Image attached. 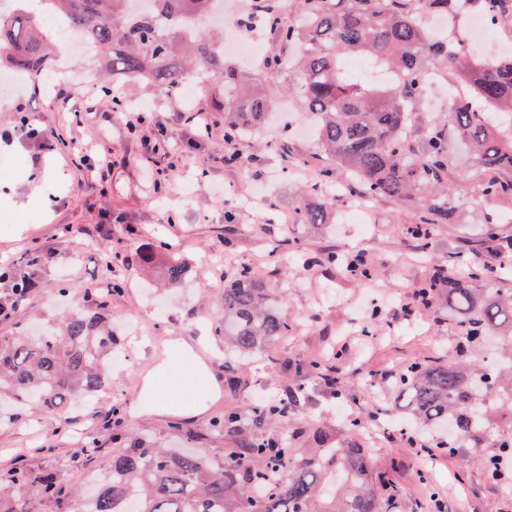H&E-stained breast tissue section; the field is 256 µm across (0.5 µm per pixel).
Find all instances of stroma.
<instances>
[{
	"label": "stroma",
	"mask_w": 512,
	"mask_h": 512,
	"mask_svg": "<svg viewBox=\"0 0 512 512\" xmlns=\"http://www.w3.org/2000/svg\"><path fill=\"white\" fill-rule=\"evenodd\" d=\"M244 36L263 49V64L247 71L269 93L274 109L261 133L232 146L224 140L223 123L211 122L202 137L191 121L196 109L211 107L204 91L213 75L203 66L193 91L156 92L135 80L117 81L112 97L103 98L96 112L86 111L85 100L98 92L100 66L78 48L54 51L72 69L71 78L56 83L68 92V105L40 85L20 89L0 78V133L13 134L11 144H0V261L22 265L37 250L51 256L35 270L37 286L25 299H16L10 284L0 282V333L36 319L53 321L88 293L117 281L122 290L110 296L112 329L123 337L133 325L144 337L127 365L113 370L111 390L93 403L75 401L56 418L0 428L1 465L20 453L33 467L51 463L66 469L83 443L76 426L103 427L111 404L119 400L125 406L120 430L174 445L182 444V432H197L200 447L216 454L224 442L209 434L215 415L228 408L247 412L256 392L282 398L300 383L306 396L289 415L291 428L301 432L299 447H309L321 424L345 441L350 421L366 428L382 422L390 404L386 374L415 360L451 358L455 329L447 313L418 308L395 318L391 308L410 302L435 269L449 268L451 256L466 250L480 225L512 201L483 196L468 147L453 137L450 182L465 191L449 197L451 218L436 227L426 250L408 234L418 211L413 199L372 200L361 225L341 216L330 224L292 223L303 189L318 181L335 188L345 174L338 168L322 177L315 138L295 134L311 121L297 96V76L268 66L272 58L291 57V50L262 25ZM20 96L29 123L56 129L61 144L44 150L17 131L21 114L13 103ZM447 96V87H427L419 111L410 113L405 134L415 153L423 151L426 129L443 117ZM115 97L126 112L112 111ZM130 112L142 118L133 134L126 126ZM77 141L92 145L90 158L74 151ZM101 158L111 161L108 172L99 171ZM170 245L191 267L190 276L177 284L167 282L161 263ZM354 249L363 251L372 279L347 276L321 260L326 251ZM148 255L152 264H143ZM244 265L264 282L292 329L228 369L223 341L210 329L198 337L191 330L199 315L214 321L224 315V284L214 279V271L229 277ZM58 288L65 289L64 298L55 297ZM372 292L380 299L374 306L378 327L369 340L355 333L354 313ZM154 336L176 337L190 350L199 344L211 350L215 386L203 413L188 416L145 401ZM314 361L335 368L348 418H337V402L309 370ZM364 446L374 467L398 487L396 512H432L438 501L447 512H512V487L452 455H440L433 468H425L423 450L404 441L399 429Z\"/></svg>",
	"instance_id": "stroma-1"
}]
</instances>
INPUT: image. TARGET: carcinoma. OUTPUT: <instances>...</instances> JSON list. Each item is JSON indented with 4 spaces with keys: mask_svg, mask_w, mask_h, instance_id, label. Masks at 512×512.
Listing matches in <instances>:
<instances>
[{
    "mask_svg": "<svg viewBox=\"0 0 512 512\" xmlns=\"http://www.w3.org/2000/svg\"><path fill=\"white\" fill-rule=\"evenodd\" d=\"M16 0L19 7L0 10V68L21 73L30 82L46 80L57 67L55 37L42 17L60 19L64 34L76 32L109 58L112 77L144 81L161 90L190 84L192 64L205 65L217 76L208 89L224 114V136L244 139L264 124L271 102L259 90H245L247 74L224 64L210 35L186 37L164 21L179 15H201L211 0H148L133 12L129 0H40L45 13ZM410 0H294L304 22L285 24L272 12L266 18L279 42L298 48L295 66L300 100L318 126L320 155L346 170V190L361 187L371 198L402 201L413 192L442 185L448 176L445 134L469 143L477 178L487 197L512 195V56L496 63L428 36L421 13L407 9ZM424 12L446 13L466 0H415ZM490 20L512 24V0H475ZM363 53L390 70L396 80L386 85L353 82L344 55ZM448 64L472 96L425 135L423 156H414L404 128L408 112L422 99L428 63ZM338 199L312 184L296 208L300 224H324ZM448 199L428 198L409 228L428 245L431 226L448 223ZM482 249L512 260V236L499 233L497 222L482 225ZM326 261L350 276L368 278L372 269L361 254H329ZM42 262L30 255L24 266L0 272L16 297L32 284L29 268ZM467 273L435 271L419 289L429 306L448 311L457 330L453 359L412 362L394 375L392 390L403 402L402 415L426 428L453 424L448 438L435 448L455 454L469 449L473 463L498 475L501 462L512 460V433L491 430L493 404L512 409V291L492 288V268L474 261ZM189 273L182 259H172L165 276L181 282ZM291 325L270 305L264 285L247 266L237 269L224 288V321L214 335L224 337V364L267 347L288 335ZM119 340L109 324L107 295L94 292L37 336L0 334V399L12 402L0 413V425L16 424L31 410L56 416L81 397L92 400L112 388V353ZM288 399L262 401L252 407L253 420L278 425L287 419ZM211 434L227 440L217 460L203 450H172L155 438L137 433L110 434L122 451L112 455L108 475L93 496L83 492L88 468L103 448L98 435L87 437L63 477L49 466L34 470L22 457L0 467V512H38L54 504L57 512H392L397 490L384 472L374 470L364 449L354 441L336 444L324 426L316 429L312 447L296 448L298 432L248 431L242 414L228 409L211 423Z\"/></svg>",
    "mask_w": 512,
    "mask_h": 512,
    "instance_id": "1",
    "label": "carcinoma"
}]
</instances>
